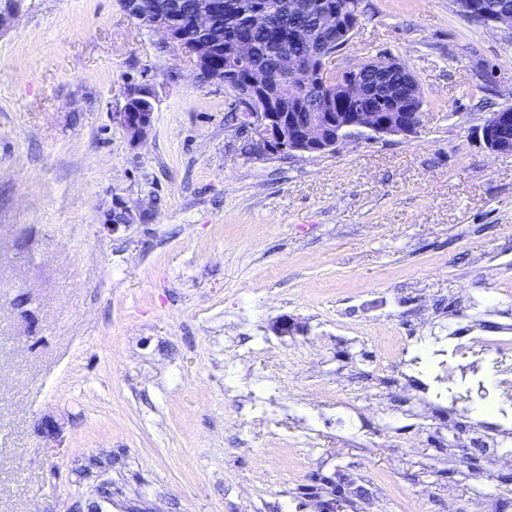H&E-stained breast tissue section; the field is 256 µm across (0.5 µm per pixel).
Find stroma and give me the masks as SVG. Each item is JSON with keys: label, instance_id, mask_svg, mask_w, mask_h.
<instances>
[{"label": "stroma", "instance_id": "1", "mask_svg": "<svg viewBox=\"0 0 512 512\" xmlns=\"http://www.w3.org/2000/svg\"><path fill=\"white\" fill-rule=\"evenodd\" d=\"M367 4L335 63L403 62L424 126L313 157L245 154L231 93L119 0L0 31V512H310L327 481L336 512H512V414L461 350L512 338V154L479 133L512 30ZM139 97H149L155 102L158 95L154 86L130 89L121 112L112 115V123L120 127L132 141H141L150 133L154 123L155 103L148 99H137L130 104L131 112H125L128 104ZM135 213L131 207H129L124 201H117L112 208V213L108 215V218L104 225L109 230L115 232L120 226H129L135 221Z\"/></svg>", "mask_w": 512, "mask_h": 512}]
</instances>
